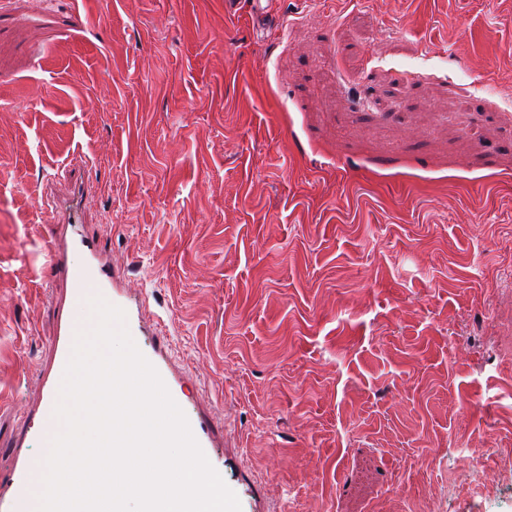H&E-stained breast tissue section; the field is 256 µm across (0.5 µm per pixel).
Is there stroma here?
Here are the masks:
<instances>
[{
  "instance_id": "stroma-1",
  "label": "stroma",
  "mask_w": 512,
  "mask_h": 512,
  "mask_svg": "<svg viewBox=\"0 0 512 512\" xmlns=\"http://www.w3.org/2000/svg\"><path fill=\"white\" fill-rule=\"evenodd\" d=\"M263 4L0 0V473L80 234L243 512H512V0ZM126 326L137 348L146 357V359L156 368L164 384L166 385L169 393L171 394L172 398L184 412L190 424L192 433L195 439L197 440L199 446L201 447V449L207 448V445L210 442L209 429L207 425L198 416L186 410L184 406L179 402L178 395L182 390V386L179 380L176 379L175 377L172 378L170 376L165 363L157 357V353L154 347L151 344L147 343L145 340H143L142 336H139L140 329L128 317H126Z\"/></svg>"
}]
</instances>
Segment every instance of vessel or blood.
<instances>
[{
	"mask_svg": "<svg viewBox=\"0 0 512 512\" xmlns=\"http://www.w3.org/2000/svg\"><path fill=\"white\" fill-rule=\"evenodd\" d=\"M82 253L81 264H69L66 259L68 250ZM52 267L56 275L69 282L71 293L67 303V314L61 315L57 335L54 339L55 361L50 378L42 385V411L53 415L59 387L65 367L70 358L76 333L80 329L73 313L88 305L90 297L99 295L112 305H120L121 300L113 291L112 270L100 258L94 242L85 238L73 239L69 248L52 244ZM127 329L140 352L156 368L171 396H178L182 386L178 379L172 378L165 363L160 360L154 347L143 340L135 323H128ZM32 464L21 459L16 461L9 473L0 474V512H35L36 502L30 492Z\"/></svg>",
	"mask_w": 512,
	"mask_h": 512,
	"instance_id": "1",
	"label": "vessel or blood"
}]
</instances>
